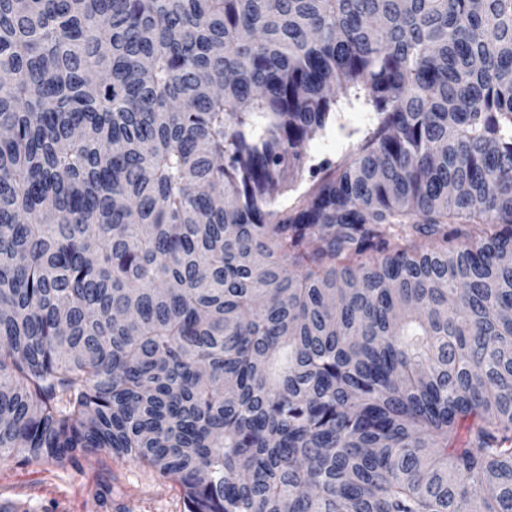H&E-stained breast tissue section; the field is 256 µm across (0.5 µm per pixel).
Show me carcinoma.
I'll use <instances>...</instances> for the list:
<instances>
[{
  "label": "carcinoma",
  "instance_id": "1",
  "mask_svg": "<svg viewBox=\"0 0 512 512\" xmlns=\"http://www.w3.org/2000/svg\"><path fill=\"white\" fill-rule=\"evenodd\" d=\"M0 129L1 459L512 512V0H0ZM334 118L324 131L307 141L308 165L321 168L319 176L350 162L364 133L376 123L374 113L351 94L342 98ZM313 183L314 179L310 177L309 172L306 171L302 177H299L291 183L275 198L269 209L272 211L282 212L301 204Z\"/></svg>",
  "mask_w": 512,
  "mask_h": 512
}]
</instances>
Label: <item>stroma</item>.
Here are the masks:
<instances>
[{"mask_svg":"<svg viewBox=\"0 0 512 512\" xmlns=\"http://www.w3.org/2000/svg\"><path fill=\"white\" fill-rule=\"evenodd\" d=\"M375 122L361 101L342 100L325 130L307 141L309 164L327 174L350 162ZM0 506L8 512H187L177 482L106 450L74 462L0 459Z\"/></svg>","mask_w":512,"mask_h":512,"instance_id":"obj_1","label":"stroma"}]
</instances>
